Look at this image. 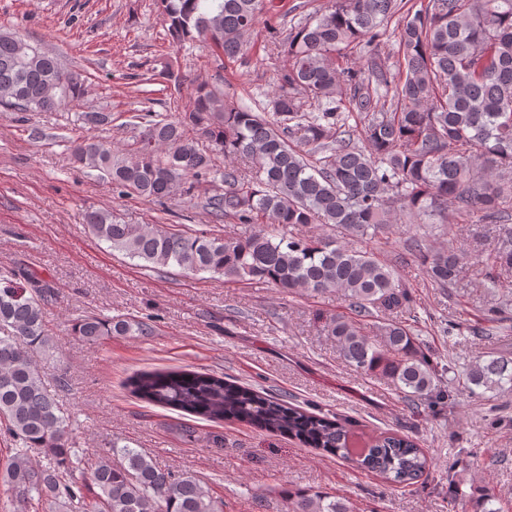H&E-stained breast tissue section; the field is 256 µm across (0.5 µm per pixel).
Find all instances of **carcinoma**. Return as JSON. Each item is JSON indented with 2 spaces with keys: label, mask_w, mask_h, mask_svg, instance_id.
<instances>
[{
  "label": "carcinoma",
  "mask_w": 512,
  "mask_h": 512,
  "mask_svg": "<svg viewBox=\"0 0 512 512\" xmlns=\"http://www.w3.org/2000/svg\"><path fill=\"white\" fill-rule=\"evenodd\" d=\"M176 41L197 39L213 54L236 58L260 21L274 17L273 0H159ZM403 0H329L318 18L280 38L268 25L267 55L284 56L267 102L224 98L207 81L194 86L190 109L173 115L145 112L143 131L124 148L91 135L71 147L73 161L99 172L121 196L162 202L221 182L205 197L219 222L263 224L250 234L187 233L118 224L112 212L90 210L85 223L115 251L150 268L176 266L226 282L256 281L310 298L336 293L338 312H319L343 360L365 376L390 382L409 405L429 411L443 403L448 364L437 369L419 337L411 291L372 251L350 244L384 232L390 206L425 220L456 213L496 227L484 250L481 284L511 289L512 273V0H418L398 31L395 68L385 66V23ZM362 53L365 64L349 66ZM84 92L58 58L17 33H0V96L7 108L49 112ZM96 130L112 125L110 112H81ZM238 161L221 168L218 155ZM329 224L336 235L292 232ZM417 258L438 288L456 286L470 255L461 247L432 249L412 239ZM56 301L47 283L24 269L0 276V420L16 449L0 482L27 512L34 498L53 512H220L195 475H175L151 457L112 441L83 459L73 453L69 419L47 389L31 351L55 348L45 323ZM73 334L87 342L112 336L154 335L148 320L85 316ZM147 403L210 421L251 424L320 448L337 459L408 486L431 458L405 435L381 433L357 455L352 422L315 414L230 380L186 370H145L128 384ZM512 390V359H478L457 389L471 394ZM43 454L38 464L31 453ZM84 462L98 489L86 503L71 480ZM286 512H350L327 492H290Z\"/></svg>",
  "instance_id": "obj_1"
}]
</instances>
